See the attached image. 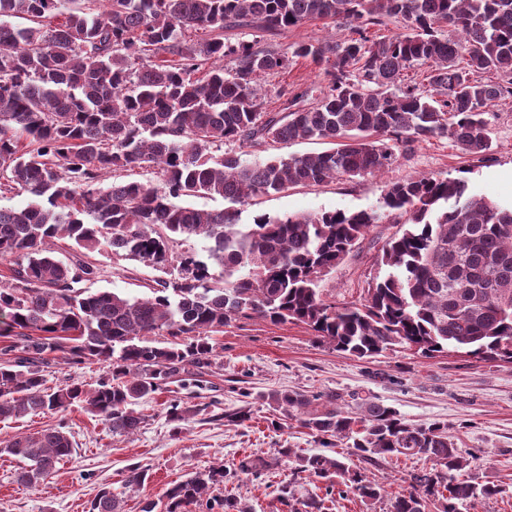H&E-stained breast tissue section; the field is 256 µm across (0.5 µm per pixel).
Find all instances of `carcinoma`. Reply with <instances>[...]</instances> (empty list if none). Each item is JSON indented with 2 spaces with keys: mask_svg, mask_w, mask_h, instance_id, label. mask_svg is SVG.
<instances>
[{
  "mask_svg": "<svg viewBox=\"0 0 512 512\" xmlns=\"http://www.w3.org/2000/svg\"><path fill=\"white\" fill-rule=\"evenodd\" d=\"M20 18L21 24L8 22ZM343 23L341 41L297 44L292 54L252 42H224V29L251 25L275 33L306 22ZM400 23L385 39L373 26ZM325 65L328 90L305 107L263 111L259 79L288 68L289 56ZM226 57L235 68L224 74ZM424 67V81L402 83ZM512 98V0H0V197L26 193L22 208L0 207V260L17 265L0 285L9 344L0 361V421L64 413L79 405L116 435L143 423L134 406L214 360L211 334L256 315L300 322L336 350L358 358L396 346L431 357L448 347L512 361V208L474 194L462 178L422 175L387 186L383 208L400 229L381 247L385 272L358 302H327L319 284L359 248L375 211L262 215L240 223L256 196L336 177L390 169L415 142L447 137L464 154L491 148L488 107ZM327 140L334 148L250 162L245 148ZM234 143L222 157L212 149ZM156 179L112 181L124 172ZM192 197L230 206L198 209ZM106 248L165 271L151 295L129 298L80 286L97 268L79 256L63 262L51 242ZM199 238L224 270L179 256L175 244ZM168 336L166 346L152 337ZM105 362L95 387H45L46 355ZM267 400L300 417L320 441L352 440L347 455H301L280 448L294 474L336 479L363 502L384 486L362 464L404 456L432 463L414 474L389 512H460L509 491L470 475L444 425H414L371 398L356 410L339 395L274 390ZM24 462L17 483L34 486L73 452L64 426L20 433L0 444ZM246 457L239 470H269ZM228 473L194 471L149 500L142 512H188ZM89 512H122V498L101 488Z\"/></svg>",
  "mask_w": 512,
  "mask_h": 512,
  "instance_id": "1",
  "label": "carcinoma"
}]
</instances>
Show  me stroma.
Returning a JSON list of instances; mask_svg holds the SVG:
<instances>
[{"label": "stroma", "instance_id": "1", "mask_svg": "<svg viewBox=\"0 0 512 512\" xmlns=\"http://www.w3.org/2000/svg\"><path fill=\"white\" fill-rule=\"evenodd\" d=\"M347 34L346 27L311 21L275 36L254 27L230 28L224 38L287 50L302 42L338 41ZM260 83L264 106L274 111L293 90L306 91V105L316 104L329 79L322 66L301 58L287 74L266 75ZM489 120L493 144L485 155L463 154L445 137L429 138L416 142L384 175L338 178L256 197L243 207L241 221L251 223L258 214L377 210L388 183L419 175L466 178L473 193L510 208L512 99L495 102ZM394 230L385 222L372 227L358 253L326 276L322 286L328 299L340 304L359 299L377 272L383 242ZM87 259L98 269L90 283L95 291L141 298L162 276L152 266L107 250L88 253ZM213 341L219 353L207 375L186 386L171 383L138 404L144 423L135 435L112 434L99 418L78 406L60 415H29L0 423V441L62 422L74 443L72 455L32 487L15 481L20 460L1 453L0 512H88L91 500L105 486L121 494L123 512H141L146 501L160 499L189 473L220 464L234 475L225 485L212 488L211 498L221 499L229 491L253 512H281L277 488L291 479L293 464L276 461L277 449L292 448L301 454L324 450L298 418L284 416L269 404L268 393L282 389L370 397L396 409L409 423L445 425L457 437L459 448L477 453L475 477L512 487V362L482 360L452 349L428 358L407 348L360 359L337 351L304 324H274L259 317L231 323L214 334ZM107 373L106 364H73L59 352L49 355L45 367L50 388L74 382L93 385ZM176 399L194 410L179 423L168 417ZM241 410L248 412V420L230 421V414ZM249 455L274 461L272 472L261 477L239 472L240 460ZM136 463L148 468L149 477L141 487L129 489L125 477ZM423 468V461L405 457L372 462L365 472L383 483L385 498L366 505L353 495H338L330 512H388L390 497L401 493L406 478Z\"/></svg>", "mask_w": 512, "mask_h": 512}]
</instances>
